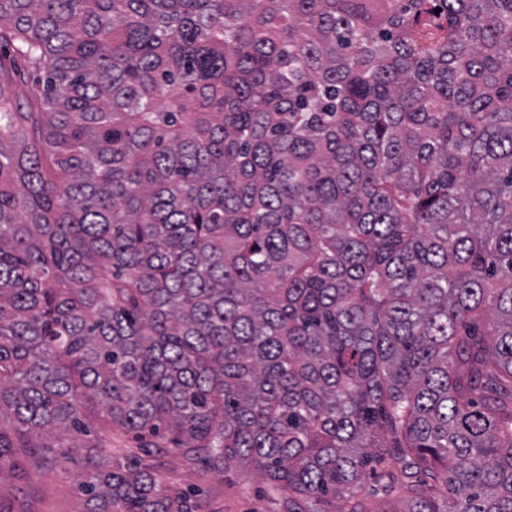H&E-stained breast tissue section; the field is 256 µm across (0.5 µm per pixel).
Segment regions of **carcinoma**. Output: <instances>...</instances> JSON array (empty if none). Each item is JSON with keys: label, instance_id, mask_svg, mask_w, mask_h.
Masks as SVG:
<instances>
[{"label": "carcinoma", "instance_id": "1", "mask_svg": "<svg viewBox=\"0 0 512 512\" xmlns=\"http://www.w3.org/2000/svg\"><path fill=\"white\" fill-rule=\"evenodd\" d=\"M169 433L512 512V0H0V483L196 512Z\"/></svg>", "mask_w": 512, "mask_h": 512}]
</instances>
